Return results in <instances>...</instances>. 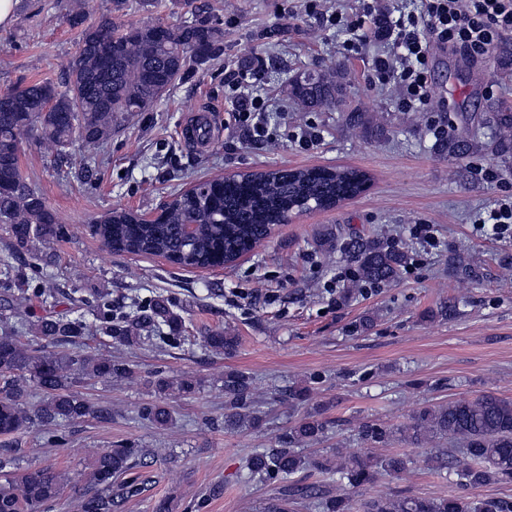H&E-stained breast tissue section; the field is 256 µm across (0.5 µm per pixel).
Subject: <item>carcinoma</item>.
Segmentation results:
<instances>
[{"label": "carcinoma", "instance_id": "cac0c4a2", "mask_svg": "<svg viewBox=\"0 0 512 512\" xmlns=\"http://www.w3.org/2000/svg\"><path fill=\"white\" fill-rule=\"evenodd\" d=\"M194 16L179 25L120 22L127 0H112V12L84 25L85 0H68L63 19L81 28L68 69L65 88L45 80L18 85L0 99V224L10 226L13 245L48 244L56 234L57 217L44 198L25 181L19 163L26 139L50 144L65 153L75 143L99 144L112 137L136 112H147L176 82L198 72L224 50V28L200 14L195 0H183ZM112 53L111 67L104 55ZM289 93L309 105L330 107L336 100V74H308L290 84ZM368 175L355 168L269 169L207 180L173 196L149 222L125 209H114L95 220L94 233L117 252L162 257L187 269L226 267L267 239L275 227L314 210L331 209L363 192ZM356 261L362 278L393 280L405 263L404 252L382 246L361 248ZM39 339L50 344L79 342L80 322L40 323ZM110 377L128 368L112 357H72L52 350H30L13 332L0 336V435L27 430L33 420L60 425L96 413L70 389L72 371ZM37 383L48 398L31 411L23 402L21 378ZM252 382L243 373L224 378L225 417L231 423L255 425L259 417L244 412ZM325 430L315 415L301 419L281 448H265L248 461L249 477L290 480L319 463L302 455L296 445L317 440ZM403 440L421 446L431 439L462 445V459L439 450L429 457L432 468L455 466L460 482L475 490L512 478V400L483 394L473 400L425 407L401 429ZM142 456L139 448H107L96 454L84 478L93 494L84 498L83 512H112V487L126 495L140 492L135 481H119ZM400 456L374 460L353 455L336 467V482L358 488L380 470H404ZM71 486V479L51 468L22 472L0 483V512H42ZM301 500H313L324 512H352L351 499L329 496L313 485L293 483L267 512H290ZM362 512H512V501L456 498L380 497L363 502Z\"/></svg>", "mask_w": 512, "mask_h": 512}]
</instances>
